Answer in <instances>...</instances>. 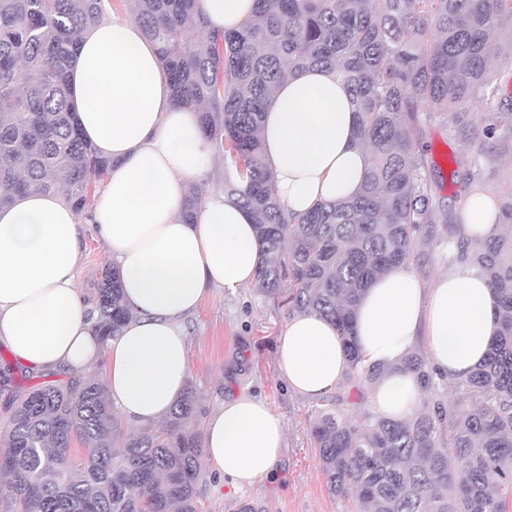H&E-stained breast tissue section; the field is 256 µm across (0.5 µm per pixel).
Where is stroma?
<instances>
[{"label":"stroma","mask_w":512,"mask_h":512,"mask_svg":"<svg viewBox=\"0 0 512 512\" xmlns=\"http://www.w3.org/2000/svg\"><path fill=\"white\" fill-rule=\"evenodd\" d=\"M485 112L480 101L458 107L444 118L420 113L417 137L426 150L428 182L443 205L444 216L423 237L413 267L424 282L457 262L448 245L462 238L464 204L476 189L489 192L498 207L512 203V132L500 129L486 141L471 142L461 129H473ZM473 171V180L452 178V171ZM82 269L78 286L94 293L109 265L104 243L92 224L80 230ZM288 312L280 299L248 286L228 295L217 289L184 321L190 339V378L197 396L191 429L202 431L208 412L231 396L262 399L286 427V446L274 478L239 489L204 470L199 484L200 512H239L255 502L265 512H357L351 496L331 495L310 425L321 401L286 389L276 362Z\"/></svg>","instance_id":"1"}]
</instances>
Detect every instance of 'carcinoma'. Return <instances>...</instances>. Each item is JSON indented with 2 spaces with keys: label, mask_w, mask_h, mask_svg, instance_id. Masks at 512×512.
Returning <instances> with one entry per match:
<instances>
[{
  "label": "carcinoma",
  "mask_w": 512,
  "mask_h": 512,
  "mask_svg": "<svg viewBox=\"0 0 512 512\" xmlns=\"http://www.w3.org/2000/svg\"><path fill=\"white\" fill-rule=\"evenodd\" d=\"M130 14L157 46L172 95L195 111L218 156L235 169L224 193L254 220L263 255L256 283L288 314L331 321L349 358L339 388L373 383L353 310L375 277L409 263L422 226L441 212L428 188L413 130L421 112H452L486 87L492 34L512 0H255L257 21L207 31L198 0H0V207L29 192H60L89 216L108 162L84 139L69 108L67 66L78 36L106 10ZM205 35V44L196 39ZM328 67L351 88L370 169L359 194L304 215L277 196L258 138L285 66ZM495 123L512 129V106L486 93ZM472 259L492 288L499 321L488 356L458 385L477 404L445 407L443 376L413 353L426 398L413 417L365 412L353 420L345 398L317 411L311 436L332 495L358 512H508L512 495V235H496ZM288 282V292L281 285ZM101 340L131 318L119 273L106 269L95 291ZM17 366L0 356V397L10 412L0 452V512H199L205 451L188 429L187 389L156 431L127 433L105 386L72 377L40 379L23 398Z\"/></svg>",
  "instance_id": "cac0c4a2"
}]
</instances>
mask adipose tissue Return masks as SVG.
Here are the masks:
<instances>
[{
    "mask_svg": "<svg viewBox=\"0 0 512 512\" xmlns=\"http://www.w3.org/2000/svg\"><path fill=\"white\" fill-rule=\"evenodd\" d=\"M211 30L242 26L254 0H200ZM71 110L110 164L91 223L119 271L134 317L101 341L92 305L77 285L79 218L58 194H27L0 208V342L36 370L96 372L114 408L133 426L165 420L190 377L184 318L213 289L233 295L253 283L262 243L235 198L208 190L192 220L189 185L210 172L215 152L195 112L179 106L156 48L133 21L88 24L69 66ZM267 164L288 212L354 197L368 166L356 140L353 94L335 72L313 67L286 75L261 128ZM463 236L498 233L501 214L482 191L468 196ZM494 297L485 277L456 264L424 285L410 265L374 280L355 311L367 363L384 365L370 398L378 413H416L424 391L403 362L424 345L431 367L467 377L494 332ZM288 388L315 400L336 392L347 357L335 325L291 316L277 352ZM282 419L266 403L231 397L210 411L204 430L210 469L238 488L274 476L285 445Z\"/></svg>",
    "mask_w": 512,
    "mask_h": 512,
    "instance_id": "ef3b65f1",
    "label": "adipose tissue"
}]
</instances>
